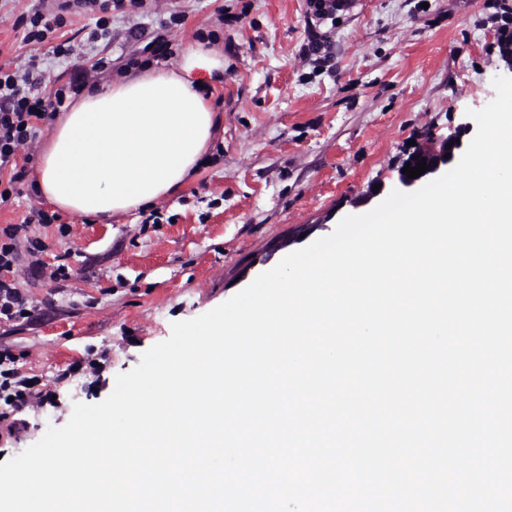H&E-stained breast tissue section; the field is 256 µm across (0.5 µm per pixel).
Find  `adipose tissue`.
<instances>
[{
    "instance_id": "ef3b65f1",
    "label": "adipose tissue",
    "mask_w": 512,
    "mask_h": 512,
    "mask_svg": "<svg viewBox=\"0 0 512 512\" xmlns=\"http://www.w3.org/2000/svg\"><path fill=\"white\" fill-rule=\"evenodd\" d=\"M197 70L209 84L192 80ZM223 81V58L198 43L176 67L85 87L47 138L37 196L74 215L108 218L173 194L219 130L210 97Z\"/></svg>"
}]
</instances>
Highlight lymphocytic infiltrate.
I'll use <instances>...</instances> for the list:
<instances>
[{"mask_svg": "<svg viewBox=\"0 0 512 512\" xmlns=\"http://www.w3.org/2000/svg\"><path fill=\"white\" fill-rule=\"evenodd\" d=\"M145 0H38L24 20V42L40 45L47 42L62 26L64 15L85 13L95 17L94 28L89 32L85 45L64 39L52 47L56 57L78 58L79 63L69 82L58 86L51 96H44L39 89V59L29 56L27 62L15 68L0 66V202L4 203L18 192V185L25 176L20 167V150H34L42 127L53 119L64 106L68 93L77 87L97 82L111 70L105 58L89 59V49L95 43L111 38L112 22L116 15H129L143 9ZM57 225L60 236H67L66 224L60 223L58 214L34 209L20 223L0 227V322L23 318L32 300L13 271L21 256H28L35 276L48 277L51 281L69 278L66 265L59 264L45 269L40 256L47 249L46 242L33 235V225ZM9 353L0 351V398L7 400V410L0 412V422L11 415L43 407L52 400L51 390L37 388L29 377L20 375L12 366Z\"/></svg>", "mask_w": 512, "mask_h": 512, "instance_id": "lymphocytic-infiltrate-1", "label": "lymphocytic infiltrate"}]
</instances>
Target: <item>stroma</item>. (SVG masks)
<instances>
[{"instance_id":"1","label":"stroma","mask_w":512,"mask_h":512,"mask_svg":"<svg viewBox=\"0 0 512 512\" xmlns=\"http://www.w3.org/2000/svg\"><path fill=\"white\" fill-rule=\"evenodd\" d=\"M188 18L175 30L160 67L206 41L224 59V84L212 107L220 131L208 158L177 193L153 203L158 223L140 211L109 218L62 214L70 232L44 229L46 266L66 261L74 274L56 283L16 275L34 308L0 324V350L16 368L55 391L56 403L24 413L15 435L0 429V459L11 460L48 426L66 424L74 403L96 404L117 374L171 334L172 322L204 314L245 288L258 263L274 267L281 246L298 250L335 230L342 218L372 210L370 187L392 188L410 140L467 123V109L495 96L508 75L498 43L512 38V0H336L318 16L310 0H178ZM33 0H8L0 13V65L43 57V87L68 82L71 66L23 40ZM155 8L115 18L97 53L125 74L151 34ZM218 39H210L211 31ZM325 45L311 54L312 42Z\"/></svg>"}]
</instances>
